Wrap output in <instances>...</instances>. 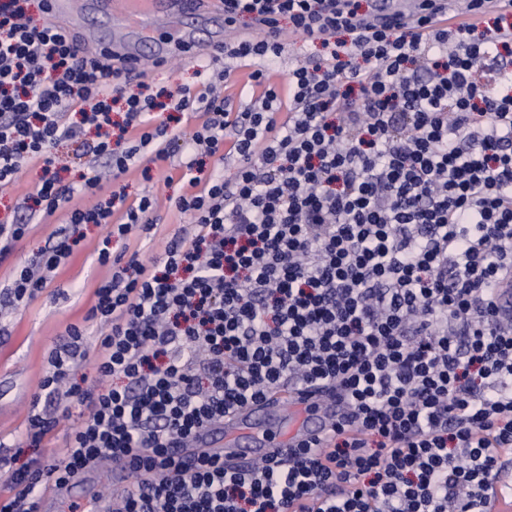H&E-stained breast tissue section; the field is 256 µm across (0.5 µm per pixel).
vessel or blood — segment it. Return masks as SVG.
<instances>
[{
	"label": "vessel or blood",
	"mask_w": 512,
	"mask_h": 512,
	"mask_svg": "<svg viewBox=\"0 0 512 512\" xmlns=\"http://www.w3.org/2000/svg\"><path fill=\"white\" fill-rule=\"evenodd\" d=\"M422 0H377V7L366 19L367 25H398L417 31L423 19L433 25H452L455 15L451 0H436L430 15H423ZM96 9L110 13L122 29L140 31L167 27L179 21L186 11L203 16L224 11L222 0H96ZM51 20L64 29H72L82 14V0H48ZM114 59L128 65L137 64L139 55L129 38L118 37L108 45ZM338 407L335 398L325 395L312 400L307 394L280 392L273 398L246 406L225 418L223 424L201 430L192 447L182 449L185 457L205 452L231 460H250L269 456L278 449L296 447L321 437Z\"/></svg>",
	"instance_id": "b4317fda"
}]
</instances>
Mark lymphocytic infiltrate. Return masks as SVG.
Returning a JSON list of instances; mask_svg holds the SVG:
<instances>
[{
	"mask_svg": "<svg viewBox=\"0 0 512 512\" xmlns=\"http://www.w3.org/2000/svg\"><path fill=\"white\" fill-rule=\"evenodd\" d=\"M28 7L0 0V190L37 166L43 214L152 232L157 195L128 200L120 179L145 150L168 159L165 90L124 93L126 67L79 55ZM243 16L266 37L219 51L249 68L250 105L231 111L210 82L177 104L204 114L174 200L193 228L148 259L100 250L113 272L88 311L94 352L68 327L38 384L75 398L79 419L50 450L58 418L29 414L34 457L0 460V512H40L43 489L100 463L132 477L112 512H491L512 461V323L498 312L512 281V74H475L512 62V19L498 13L488 36L410 32L363 26L357 0H224L226 27ZM284 19L323 53L277 86ZM86 126L108 174L61 183L55 148ZM71 250L64 239L15 267L7 305L46 288ZM88 355L84 388L69 377ZM285 388L335 395L324 437L244 469L205 453L182 463L200 429Z\"/></svg>",
	"mask_w": 512,
	"mask_h": 512,
	"instance_id": "f902f5d3",
	"label": "lymphocytic infiltrate"
}]
</instances>
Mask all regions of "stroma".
<instances>
[{
	"mask_svg": "<svg viewBox=\"0 0 512 512\" xmlns=\"http://www.w3.org/2000/svg\"><path fill=\"white\" fill-rule=\"evenodd\" d=\"M192 35L199 41L222 43L224 26L220 23L201 24L187 17L179 29L161 28L141 45V59L146 64L144 73H131L127 88L137 91L139 84L167 88L172 93L181 89L199 88L201 83L216 79L218 71L211 66L198 63L190 58L182 47L185 35ZM280 40L285 49L276 63L274 83H282L289 67L303 59H317L322 52L317 38H306L282 30ZM183 154L180 147H173L167 161L154 163L143 158V165L149 166L152 181H144L140 171L133 170L122 178L127 186L129 198H136L151 189L157 192L160 205L159 228L156 235H130L129 238H108L105 225L84 224L77 228L81 242L70 256L62 259L58 268L51 273L47 287L29 301L26 307L0 311V457L15 458L17 464H25L29 457L18 454L16 437L24 431L26 419L32 409L57 415L60 423L55 431L54 447H64L68 433L75 422L79 408L69 399L34 401L33 395L41 378L49 369L48 359L53 348L67 339L66 329L71 325L85 326L88 342H96L100 328L86 319L94 303V290L109 274L106 267L97 262L101 248H109L111 254L140 252L142 256L158 255L163 252L167 241L181 230L189 228V215L169 207L167 196L181 194L179 176ZM173 176L171 185H164L165 176ZM41 177L40 167L24 171L16 184L0 195V218L17 213L19 218L30 219L31 224L25 237L15 243L8 257L0 262V294L11 286L15 266L29 261L40 250L57 241V232L63 219L62 213L50 216L29 217L21 210L23 199L34 192ZM120 490L112 480V472L105 467H95L79 475L69 486L67 497H59L55 491H46L43 496L50 512H60L64 501L86 505L94 498L111 501Z\"/></svg>",
	"mask_w": 512,
	"mask_h": 512,
	"instance_id": "35a3bbf8",
	"label": "stroma"
}]
</instances>
